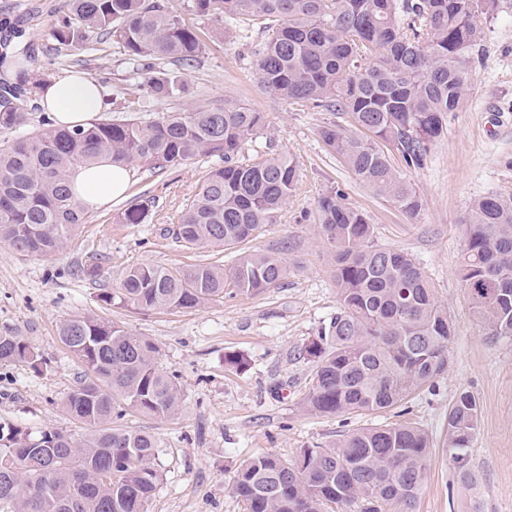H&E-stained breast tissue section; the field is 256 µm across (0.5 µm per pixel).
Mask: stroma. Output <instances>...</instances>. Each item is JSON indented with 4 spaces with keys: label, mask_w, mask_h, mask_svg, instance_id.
Listing matches in <instances>:
<instances>
[{
    "label": "stroma",
    "mask_w": 512,
    "mask_h": 512,
    "mask_svg": "<svg viewBox=\"0 0 512 512\" xmlns=\"http://www.w3.org/2000/svg\"><path fill=\"white\" fill-rule=\"evenodd\" d=\"M159 2L193 21L206 43L198 60L182 69L190 96L145 97L141 75L111 40L80 53L57 45L46 23L61 0H0V82L12 81L11 67L26 52L46 75L79 70L95 80L122 120L149 121L228 100L263 112L266 126L257 150L292 158L300 176L278 222L264 226L248 247L281 253L288 275L265 292L227 296L195 310L101 308L100 287L115 286L129 266L228 267L233 261L231 251L189 249L173 234L205 176L223 166L222 157L202 156L165 170L132 166L125 197L89 210L88 223L62 251L20 254L0 242V336L23 337L47 362L38 372L22 363L0 365V421L32 432H79L62 402L82 366L61 343L58 328L65 318L94 314L158 346L183 395L178 416L123 419L155 435L165 449L163 479L149 512H245L231 491L241 462L267 452L290 460L301 448L400 421L424 428L434 442L417 512H461L463 495L445 443L448 414L463 390L480 405L469 454L483 512H512V339L487 336L457 276L471 203L492 193L512 195V0H499L496 14L482 19L468 104L449 113L443 136L422 166L409 169L399 154L391 156L422 201L414 217L375 195L326 149L319 130L336 121V113L289 103L260 86L254 51L265 34L259 27L244 26L220 39L214 19L195 16L193 0ZM334 188L368 216L376 245L402 250L424 268L454 320L455 334L447 372L400 407L323 417L299 407L312 372L301 349L336 311L333 266L315 224L319 197ZM141 202L149 206L146 223H121L124 210ZM95 262L103 269L97 283L81 273ZM233 353L246 360L245 368L226 362Z\"/></svg>",
    "instance_id": "obj_1"
}]
</instances>
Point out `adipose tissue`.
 <instances>
[{"instance_id":"obj_1","label":"adipose tissue","mask_w":512,"mask_h":512,"mask_svg":"<svg viewBox=\"0 0 512 512\" xmlns=\"http://www.w3.org/2000/svg\"><path fill=\"white\" fill-rule=\"evenodd\" d=\"M36 96L42 111L50 113L58 125L69 129L90 122L103 106L100 87L81 73L66 72L47 77ZM129 181L127 167L103 159L94 165L74 169L69 187L85 206L96 208L123 196Z\"/></svg>"}]
</instances>
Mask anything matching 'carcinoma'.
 <instances>
[{"mask_svg":"<svg viewBox=\"0 0 512 512\" xmlns=\"http://www.w3.org/2000/svg\"><path fill=\"white\" fill-rule=\"evenodd\" d=\"M498 0H194L197 15L241 21L268 32L256 53L258 83L293 104L348 118L321 127L330 151L356 178L409 216L421 200L391 162L386 145L407 167H419L444 132L448 114L470 92L480 17ZM49 35L73 51L96 39L121 45L141 62L147 97L188 90L166 60L190 64L205 50L195 24L154 0H63ZM44 76L22 69L16 86L0 90V127L25 125L17 102ZM265 129L264 114L242 105L163 112L148 123L95 119L72 130L48 122L36 134L0 145V242L20 253L55 254L87 223L73 196L70 171L100 158L153 168L219 155L176 225L192 249L238 247L275 224L299 181L285 155L245 156ZM148 205L128 207L121 220L143 224ZM318 234L329 246L337 307L302 351L313 364L302 406L337 416L393 407L448 370L454 322L425 270L402 250L373 244L368 216L338 190L319 197ZM288 274L284 257L238 254L229 272L213 264L126 269L117 287L102 288L100 305L135 311L191 310L224 295L258 294ZM457 274L471 312L496 339L512 338V196L474 200L466 218ZM84 374L63 410L97 429L28 432L0 422V512H147L162 472L155 436L109 427L130 410L172 417L183 410L175 376L157 346L100 316H74L59 326ZM41 356L21 336H0V365ZM479 403L461 391L448 414V455L464 492L463 512H482L469 448ZM432 439L420 426L396 422L361 428L325 446L300 449L288 462L260 454L236 469L231 490L246 512H415Z\"/></svg>","mask_w":512,"mask_h":512,"instance_id":"cac0c4a2","label":"carcinoma"}]
</instances>
